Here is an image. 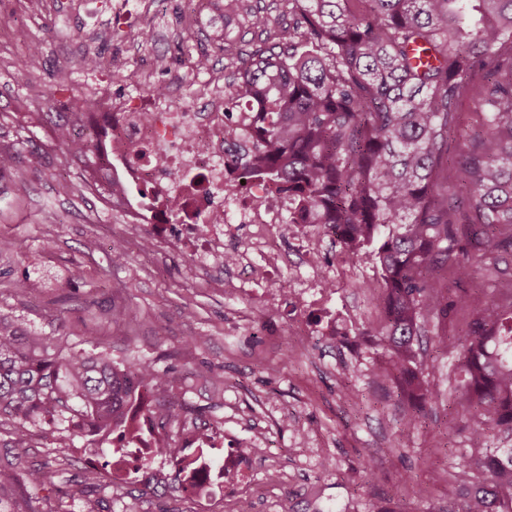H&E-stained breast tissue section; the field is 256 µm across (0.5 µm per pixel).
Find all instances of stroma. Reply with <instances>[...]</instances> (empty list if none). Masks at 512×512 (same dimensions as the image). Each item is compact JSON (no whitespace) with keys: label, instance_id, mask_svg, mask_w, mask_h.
Here are the masks:
<instances>
[{"label":"stroma","instance_id":"1","mask_svg":"<svg viewBox=\"0 0 512 512\" xmlns=\"http://www.w3.org/2000/svg\"><path fill=\"white\" fill-rule=\"evenodd\" d=\"M150 2L166 38L147 25L113 35V0H96L91 14L84 0H0V149L16 154L15 172L0 175V315L71 348L107 347L117 362L139 356L174 367L175 392L198 410V423L256 446L253 481L237 496L186 495L158 460L167 485H133L132 495L113 496L112 512H237L240 497L251 512H312L320 501L332 512L459 507L449 451H478L469 445L468 417L451 408L455 358L435 349V329L426 325L417 349L423 365L436 368L439 397L426 406L422 426L407 427V405L373 377L381 352L355 339L379 318V304L365 290L377 279L373 265L359 264V278L336 290V318L351 341L329 340L313 327L293 336L300 317L289 298L270 308L237 291L236 270L215 280L196 272L183 249L145 245L102 195L81 189L78 164L65 163L44 101L67 104L87 48L107 62L115 95L143 92V83L125 82L122 72L147 71L165 54L172 70L156 83H171L188 98L219 74L232 85L237 60L272 45L293 23L287 0H246L244 12L229 16L224 0ZM258 16L264 26L255 25ZM34 44L41 65L19 74ZM116 241L128 251L120 263L112 260ZM27 278L35 287L23 288ZM116 307L125 308L123 321H113ZM204 365L205 378L197 374ZM27 429L31 457L69 459L66 479L107 464L106 437L74 436L65 422L34 420Z\"/></svg>","mask_w":512,"mask_h":512}]
</instances>
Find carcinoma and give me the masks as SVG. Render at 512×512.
<instances>
[{
  "instance_id": "obj_1",
  "label": "carcinoma",
  "mask_w": 512,
  "mask_h": 512,
  "mask_svg": "<svg viewBox=\"0 0 512 512\" xmlns=\"http://www.w3.org/2000/svg\"><path fill=\"white\" fill-rule=\"evenodd\" d=\"M288 50L260 49L240 61L230 100L250 102L262 135L260 162L241 170L224 194L262 177L272 198L291 196L303 223L336 236L351 261L374 264L381 306L370 347L384 351L376 376L392 384L422 422L438 392L414 342L437 321L438 347L457 356L454 405L474 425L470 447L489 430L512 434V278L490 298L460 288L470 267L512 254V0H288ZM424 51L417 63L412 52ZM475 96L483 134L457 140L460 108ZM54 138L90 160L94 144L65 129ZM459 306L469 318L448 334ZM174 371L104 348L73 352L0 317V416L18 423L15 451L0 456V512H44L30 489L55 484L66 460L32 461L25 423L65 421L77 435L120 430L139 435L130 410L159 418L155 453L181 454L167 425L191 415L174 392ZM455 477L469 489L458 512H512V448L483 454L473 467L455 455ZM125 489L112 472L86 471L58 490L88 498Z\"/></svg>"
}]
</instances>
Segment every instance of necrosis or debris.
Here are the masks:
<instances>
[{"label":"necrosis or debris","instance_id":"obj_1","mask_svg":"<svg viewBox=\"0 0 512 512\" xmlns=\"http://www.w3.org/2000/svg\"><path fill=\"white\" fill-rule=\"evenodd\" d=\"M106 67L100 59L87 68L95 96L72 99L69 108L91 114L82 128L97 143L104 172L120 182L116 198L130 227L151 228L209 271L223 268L225 255L233 254L242 273L240 288L265 294L274 268L288 260L282 242L295 240L308 263L290 293L301 308L326 309L330 285L352 278V266L319 263L321 238L307 225L289 223L288 199H271L261 181L252 182L245 200L231 202L224 196L225 184L252 160L246 146L252 113L229 111L228 96L217 83L201 89L188 110L176 105L168 85L159 93L116 98L100 79ZM240 224L248 226L249 235L238 247L234 240ZM253 456L250 447L237 443L225 449L222 462L207 461L208 478L197 496L220 490L229 494L248 484Z\"/></svg>","mask_w":512,"mask_h":512}]
</instances>
